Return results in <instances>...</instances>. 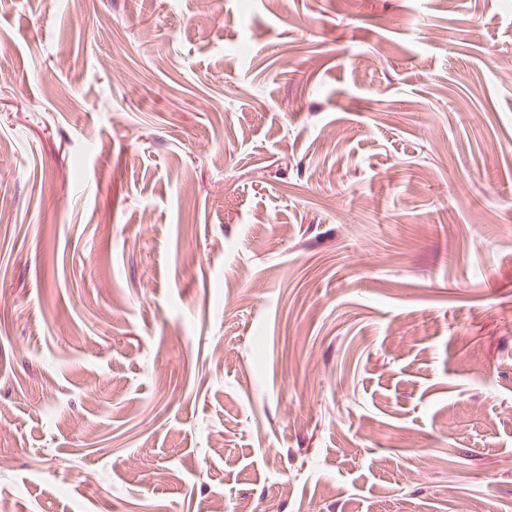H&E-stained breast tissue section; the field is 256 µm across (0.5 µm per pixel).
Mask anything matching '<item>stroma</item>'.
I'll list each match as a JSON object with an SVG mask.
<instances>
[{"label": "stroma", "mask_w": 512, "mask_h": 512, "mask_svg": "<svg viewBox=\"0 0 512 512\" xmlns=\"http://www.w3.org/2000/svg\"><path fill=\"white\" fill-rule=\"evenodd\" d=\"M512 512V0H0V512Z\"/></svg>", "instance_id": "35a3bbf8"}]
</instances>
